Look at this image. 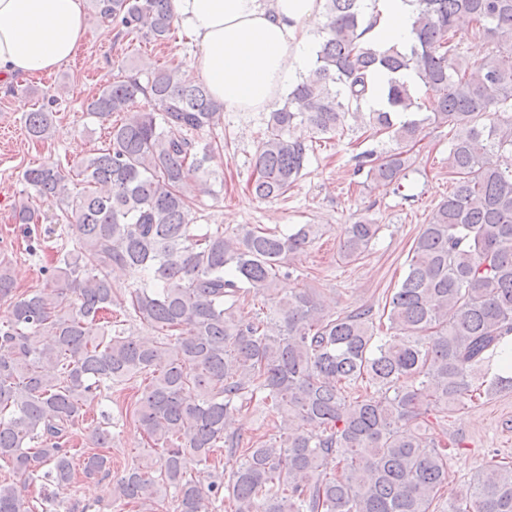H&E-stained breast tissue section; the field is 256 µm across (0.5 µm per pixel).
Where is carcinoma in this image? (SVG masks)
<instances>
[{
  "instance_id": "carcinoma-1",
  "label": "carcinoma",
  "mask_w": 512,
  "mask_h": 512,
  "mask_svg": "<svg viewBox=\"0 0 512 512\" xmlns=\"http://www.w3.org/2000/svg\"><path fill=\"white\" fill-rule=\"evenodd\" d=\"M412 40L377 48L362 40L363 0H325L314 67L270 113L248 184L260 200L285 195L302 176L313 142L335 137L385 71L387 106L368 124L397 148L367 151V177L401 186L408 147L427 125L456 134L448 172L457 181L415 238L408 270L386 312L393 334L376 332L372 309L325 311L313 288L277 293L290 256L321 236L319 224L290 234L244 225L191 232L196 200L212 192L207 156L221 144L193 134L213 127L222 105L181 67H120L121 79L85 111L111 126L108 146L75 165L70 188L61 160L27 168L25 183L51 201L63 225L43 287L16 294L0 265V299L14 300L0 325V462L39 472L64 490L76 477L73 434L83 407L105 390L137 383L133 417L160 450V465H133L114 495L128 503L171 501L173 512H512V463L489 462L465 493L445 498L449 443L433 436L440 413L486 387L512 389V0H413ZM118 36L163 44L173 33L171 0H93ZM494 45L478 61L459 50L461 23ZM412 71L434 92L427 103L396 75ZM153 112H136L139 99ZM54 113L25 114L30 139L51 137ZM305 125L310 137L297 138ZM17 224H38L29 201ZM380 225L361 216L340 245L356 260ZM136 276L126 293L112 269ZM269 306L244 312L246 297ZM152 331L134 336L108 320L112 306ZM257 403L277 431L245 448L228 432L235 413ZM311 429L322 433L312 435ZM109 427H93L105 448ZM233 461L228 480H207L215 449ZM83 458L87 477L106 469ZM0 512H33L16 484L0 482Z\"/></svg>"
}]
</instances>
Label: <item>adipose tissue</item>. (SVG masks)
<instances>
[{
    "label": "adipose tissue",
    "mask_w": 512,
    "mask_h": 512,
    "mask_svg": "<svg viewBox=\"0 0 512 512\" xmlns=\"http://www.w3.org/2000/svg\"><path fill=\"white\" fill-rule=\"evenodd\" d=\"M177 24L195 42L191 67L224 110L266 112L312 65L306 24L323 0H172ZM366 42L411 39V0H373ZM86 37L84 0H0V88L73 59Z\"/></svg>",
    "instance_id": "1"
}]
</instances>
